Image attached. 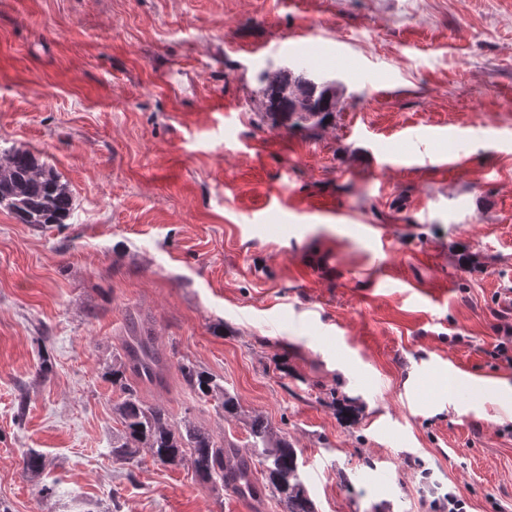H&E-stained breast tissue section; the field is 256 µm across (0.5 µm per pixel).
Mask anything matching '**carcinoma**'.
Masks as SVG:
<instances>
[{
    "label": "carcinoma",
    "instance_id": "obj_1",
    "mask_svg": "<svg viewBox=\"0 0 512 512\" xmlns=\"http://www.w3.org/2000/svg\"><path fill=\"white\" fill-rule=\"evenodd\" d=\"M315 66L300 62L274 73L264 72L260 82L265 112L274 124L293 126L308 120L316 125L330 121L336 112V87ZM0 207L21 224H63L74 207L67 184L27 150L0 147ZM179 371L188 387L199 397L218 402L224 415L240 414L237 399L209 374L187 362ZM167 365L155 350L150 336H132L125 343L124 358L112 363V383L120 386L123 399L112 412L123 430L112 446V456L126 460L139 446L149 448L159 460L177 463L189 459L195 474L204 482L227 485L225 471H237L242 495L257 496L252 467L266 473L284 512H315L299 472L298 453L285 435L273 431L267 420L254 415L249 422L250 448L247 462L230 457L236 448H224L205 430L189 423L174 422L160 405L141 400L139 384L164 383Z\"/></svg>",
    "mask_w": 512,
    "mask_h": 512
}]
</instances>
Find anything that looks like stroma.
Segmentation results:
<instances>
[{"instance_id": "1", "label": "stroma", "mask_w": 512, "mask_h": 512, "mask_svg": "<svg viewBox=\"0 0 512 512\" xmlns=\"http://www.w3.org/2000/svg\"><path fill=\"white\" fill-rule=\"evenodd\" d=\"M340 45L332 122L273 124L258 74ZM2 144L75 209L0 208V512H282L113 458L131 336L146 403L243 451L263 416L315 512H512V0H0ZM179 371L185 383L194 393L200 398L217 401L225 416L236 417L240 414V407L235 396L224 389V386L212 376L198 370L189 362L181 363ZM203 385H206V389H203Z\"/></svg>"}]
</instances>
